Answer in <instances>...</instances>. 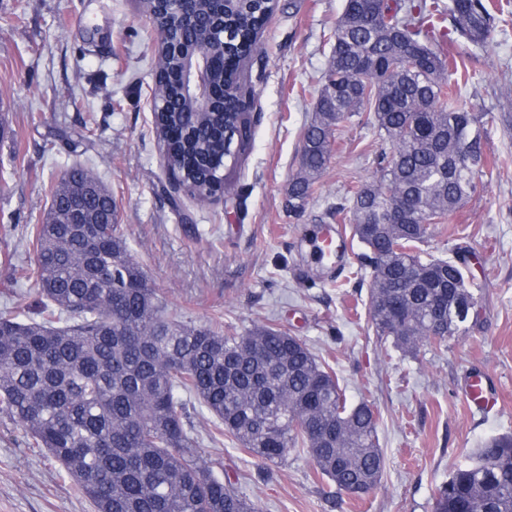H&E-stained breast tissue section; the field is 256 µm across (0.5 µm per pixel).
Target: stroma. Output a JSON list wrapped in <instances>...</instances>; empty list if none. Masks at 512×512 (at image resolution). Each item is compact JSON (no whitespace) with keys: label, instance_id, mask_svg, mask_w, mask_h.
<instances>
[{"label":"stroma","instance_id":"1","mask_svg":"<svg viewBox=\"0 0 512 512\" xmlns=\"http://www.w3.org/2000/svg\"><path fill=\"white\" fill-rule=\"evenodd\" d=\"M343 0H276L243 78L251 89L252 143L226 168L222 197L181 195L172 205L152 129L149 95L157 59L154 34L138 0H0V308L34 311L33 226L50 191L76 162L111 190L132 254L171 315L195 324L213 318L238 329L272 323L303 340L336 372L350 403L377 411L385 467L360 499L331 500L311 459L250 455L188 398L202 455L257 512H434L452 467L487 438L512 433V18L492 34L488 53H463L468 82L461 101L484 113L491 178L448 224L433 229L427 252L464 259L480 285L463 332L416 354L375 335L369 315L370 270L342 224L345 258L335 268L312 261L311 242L348 188L372 180L384 143L352 124L337 132L327 171L306 207L288 208L302 133L314 110ZM493 377L498 409L470 410L463 394L471 369ZM0 512H93L57 466L0 413Z\"/></svg>","mask_w":512,"mask_h":512}]
</instances>
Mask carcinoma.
Returning a JSON list of instances; mask_svg holds the SVG:
<instances>
[{"mask_svg": "<svg viewBox=\"0 0 512 512\" xmlns=\"http://www.w3.org/2000/svg\"><path fill=\"white\" fill-rule=\"evenodd\" d=\"M139 2L165 54L155 73L164 102L153 115L156 138L171 179L192 196L229 160L226 138L242 152L250 145L241 80L275 2L238 0L221 15L212 0H195L197 21L174 29L187 47L207 46L221 25L229 33L211 75L224 97L207 112L184 88L181 59L166 54L168 17ZM502 13L499 0H345L303 134L292 210L327 169L333 130L371 124L389 145L380 175L355 186L334 215L349 219L366 249L375 334L406 353L444 345L430 322L442 319L453 336L465 323L458 297L476 303L462 262L425 258L421 245L492 174L483 114L459 102L463 72L448 45L489 48ZM32 243L40 318L0 312V409L96 512H255L200 454L188 396L258 459L307 455L333 499L375 489L384 457L374 408L349 403L333 368L282 329L170 316L131 254L112 191L90 170L74 165L59 177ZM411 267L422 273L416 288L405 281ZM434 512H512V434L457 464Z\"/></svg>", "mask_w": 512, "mask_h": 512, "instance_id": "obj_1", "label": "carcinoma"}]
</instances>
